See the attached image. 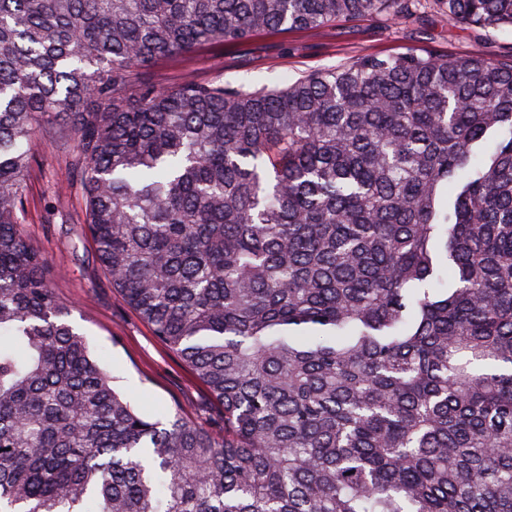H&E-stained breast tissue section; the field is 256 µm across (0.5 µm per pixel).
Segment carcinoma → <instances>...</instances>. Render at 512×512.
<instances>
[{"label": "carcinoma", "mask_w": 512, "mask_h": 512, "mask_svg": "<svg viewBox=\"0 0 512 512\" xmlns=\"http://www.w3.org/2000/svg\"><path fill=\"white\" fill-rule=\"evenodd\" d=\"M512 0H0V512H512V55L358 57L282 87L132 79L357 17ZM224 407L112 388L21 231L28 143Z\"/></svg>", "instance_id": "obj_1"}]
</instances>
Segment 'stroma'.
<instances>
[{
	"label": "stroma",
	"instance_id": "stroma-1",
	"mask_svg": "<svg viewBox=\"0 0 512 512\" xmlns=\"http://www.w3.org/2000/svg\"><path fill=\"white\" fill-rule=\"evenodd\" d=\"M427 42L456 55H511L512 29L451 27L435 15L420 29L364 17L312 30L264 33L239 45L210 44L185 57L157 61L141 76L168 87L187 79L281 87L359 56L400 53ZM30 152L34 162L26 182L23 229L46 254L56 292L73 308L72 323L92 354L109 364L114 388L137 408L155 414L179 411L223 433V409L208 388L113 288L94 244L78 239L85 219L83 185L65 147L41 134L32 140Z\"/></svg>",
	"mask_w": 512,
	"mask_h": 512
}]
</instances>
